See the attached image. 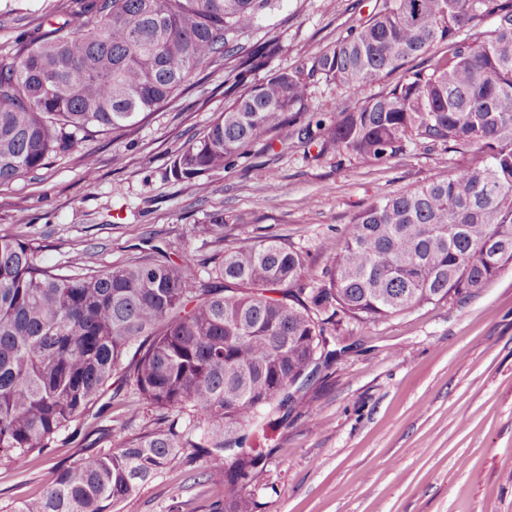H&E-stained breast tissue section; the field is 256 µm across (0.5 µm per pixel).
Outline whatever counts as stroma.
<instances>
[{"label": "stroma", "instance_id": "1", "mask_svg": "<svg viewBox=\"0 0 512 512\" xmlns=\"http://www.w3.org/2000/svg\"><path fill=\"white\" fill-rule=\"evenodd\" d=\"M376 0H273L242 45L276 38L288 50L274 69L300 65L365 22ZM71 0H0V50L57 22ZM138 125L92 134L36 176L0 186V234L42 244L48 266L80 259L119 265L141 250L189 246L200 280L221 244L198 225L224 214L234 234L276 235L307 253L315 271L340 251L343 228L365 205L423 185L465 155L407 145L381 164L302 144L282 130L272 150L254 147L237 166L180 183L165 176L174 151L224 110V63ZM380 90L354 95L319 84L324 122ZM94 152L87 183L84 154ZM339 352L264 447L243 493L254 512H512V266L459 304H428L378 322L343 324ZM87 446L59 437L27 469L0 464V512L41 491L56 467ZM186 449L119 512H212L222 484Z\"/></svg>", "mask_w": 512, "mask_h": 512}]
</instances>
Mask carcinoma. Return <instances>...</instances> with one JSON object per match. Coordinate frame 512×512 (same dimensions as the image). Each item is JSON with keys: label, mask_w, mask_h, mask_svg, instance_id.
Instances as JSON below:
<instances>
[{"label": "carcinoma", "mask_w": 512, "mask_h": 512, "mask_svg": "<svg viewBox=\"0 0 512 512\" xmlns=\"http://www.w3.org/2000/svg\"><path fill=\"white\" fill-rule=\"evenodd\" d=\"M72 3L0 55V185L48 166L76 131L136 125L219 59L224 112L174 152L176 182L232 167L258 143L271 149L288 125L320 156L383 163L409 143L469 155L453 174L363 208L321 279L275 236L237 238L211 269L218 284L199 285L189 249L63 270L40 263L42 245L0 234V461L24 469L71 428L99 442L15 512H112L185 448L206 457L210 479L224 476L213 512H253L236 483L263 453L245 442L266 438L336 356L342 321L464 301L512 264V0H377L335 46L277 71L281 41L238 43L270 0ZM428 52L425 66L405 68ZM398 70L329 127L305 120L312 87L357 93ZM198 232L224 242V217ZM120 366L112 396L130 390L158 417L114 446L90 409Z\"/></svg>", "instance_id": "carcinoma-1"}]
</instances>
